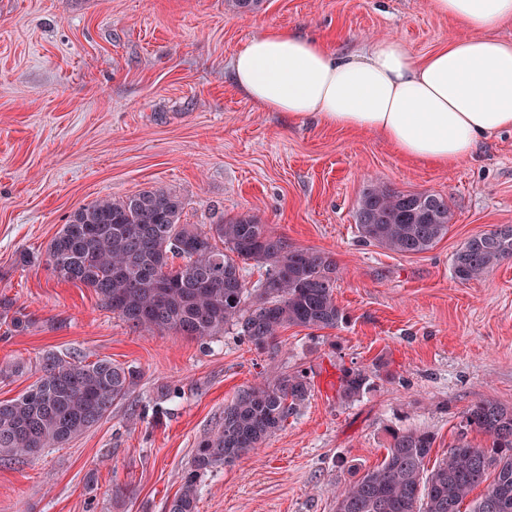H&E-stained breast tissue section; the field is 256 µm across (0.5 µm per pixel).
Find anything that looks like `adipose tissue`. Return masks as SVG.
<instances>
[{
  "mask_svg": "<svg viewBox=\"0 0 512 512\" xmlns=\"http://www.w3.org/2000/svg\"><path fill=\"white\" fill-rule=\"evenodd\" d=\"M468 37L423 60L383 38L351 54L270 28L234 55L231 80L253 104L292 122L316 119L377 132L405 158L436 166L472 157L479 144L512 131V42L484 30L512 26V0H430Z\"/></svg>",
  "mask_w": 512,
  "mask_h": 512,
  "instance_id": "obj_1",
  "label": "adipose tissue"
}]
</instances>
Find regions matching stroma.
Wrapping results in <instances>:
<instances>
[{"mask_svg": "<svg viewBox=\"0 0 512 512\" xmlns=\"http://www.w3.org/2000/svg\"><path fill=\"white\" fill-rule=\"evenodd\" d=\"M270 27L340 53L395 37L423 57L465 36L429 0H0V401L42 375L49 352L141 373L96 426L42 455L0 461V512H167L198 444L237 391L303 370L309 400L261 448L208 474L197 512H336L335 492L382 462L394 430L430 432L431 460L462 414L512 406V258L459 282L454 253L512 225V132L444 168L400 156L378 134L255 106L231 61ZM381 184L446 197L447 234L402 255L363 244L356 211ZM176 191L185 224L258 217L296 249L336 264L335 329L291 326L257 351L225 328L208 349L132 327L41 258L79 207L143 189ZM34 255L23 266L20 253ZM374 372L340 402V368ZM168 397H161L162 389Z\"/></svg>", "mask_w": 512, "mask_h": 512, "instance_id": "stroma-1", "label": "stroma"}]
</instances>
